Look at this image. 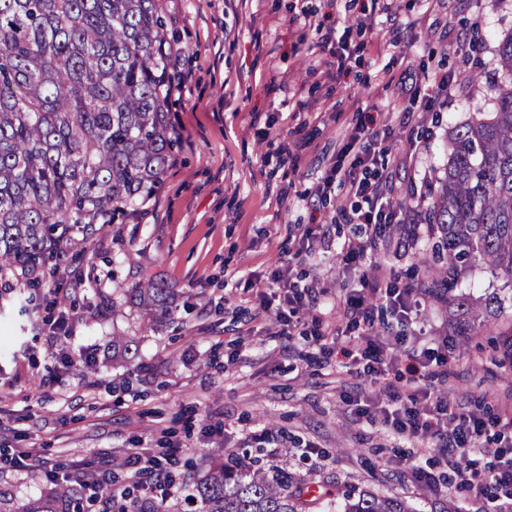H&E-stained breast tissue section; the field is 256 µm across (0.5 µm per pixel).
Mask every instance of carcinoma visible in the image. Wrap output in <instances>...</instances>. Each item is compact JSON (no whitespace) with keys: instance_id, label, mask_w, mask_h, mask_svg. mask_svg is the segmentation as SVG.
<instances>
[{"instance_id":"carcinoma-1","label":"carcinoma","mask_w":512,"mask_h":512,"mask_svg":"<svg viewBox=\"0 0 512 512\" xmlns=\"http://www.w3.org/2000/svg\"><path fill=\"white\" fill-rule=\"evenodd\" d=\"M168 19L159 0H0V275L36 287L83 250L99 224L149 201L175 148ZM488 110L448 130V164L427 213L435 254L458 274L488 258L512 281V33L496 46ZM179 289L151 281L123 304L170 314ZM453 331L476 336L469 298L454 296ZM343 512H411L402 498L343 494ZM78 486L52 484L0 512H88ZM186 512H305L288 474L270 480L211 462L184 495ZM121 500L112 512H169Z\"/></svg>"}]
</instances>
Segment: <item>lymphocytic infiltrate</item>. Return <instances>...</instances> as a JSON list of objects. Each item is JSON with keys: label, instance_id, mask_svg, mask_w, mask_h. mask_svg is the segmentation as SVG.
Here are the masks:
<instances>
[{"label": "lymphocytic infiltrate", "instance_id": "obj_1", "mask_svg": "<svg viewBox=\"0 0 512 512\" xmlns=\"http://www.w3.org/2000/svg\"><path fill=\"white\" fill-rule=\"evenodd\" d=\"M336 10L349 26L378 49L398 48L407 28L394 0H336ZM459 73L435 79L422 89L412 68L399 77L401 92L410 106L399 118L407 125L417 112H440ZM358 119L342 136L343 172H329L316 186V195L341 191L348 200L339 214L349 232L333 224L305 225L288 260L260 272H250L252 288H276L283 295L279 307L261 301L263 314L275 327H292L297 314L311 312L312 332L323 341L329 332L343 336L336 360L357 380L354 391L337 388L336 399L351 407L358 419L392 444L409 443L437 449L458 478L467 504L492 506L493 512H512V389H487L481 404L468 402L456 384L453 337L428 335L427 298L446 293L447 283L415 276L401 283L382 257L395 250L409 253L421 243L422 225L405 223L403 209L389 201L388 157L392 127L377 121L373 112L358 109ZM335 252L349 282L328 303V290L319 277L301 273L316 255ZM492 454L489 468L477 465L478 456ZM175 457L159 460L141 452L108 461L97 472L98 483L124 493L126 485L159 490L175 498L170 479Z\"/></svg>", "mask_w": 512, "mask_h": 512}]
</instances>
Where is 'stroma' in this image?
I'll use <instances>...</instances> for the list:
<instances>
[{
    "mask_svg": "<svg viewBox=\"0 0 512 512\" xmlns=\"http://www.w3.org/2000/svg\"><path fill=\"white\" fill-rule=\"evenodd\" d=\"M172 22L180 87L169 122L178 141L159 194L136 218L103 225L57 277L38 288L0 282V467L14 449L32 448L28 471L0 482L15 500L39 496L52 476L87 471L131 449L162 456L184 453L178 483L198 481L208 457L246 455L269 478L288 472L294 488L321 492L368 489L405 499L414 512H448L461 494L442 468L433 491L412 482L400 457L411 447L384 448L366 424L336 401L332 367L307 365L311 322L294 339L257 318L258 291L235 285V273L263 270L288 247V231L323 224L339 198L306 199L336 163L337 141L351 121L352 100L388 114L403 107L380 71L399 75L390 51L362 48L352 35L347 75L330 81L314 32L293 25L301 9L343 27L335 0H160ZM479 20L485 49L480 63L431 124L422 150L397 158L392 201L411 206L424 223L437 176L448 162V128L488 107L498 38L512 31V0H454L451 7L400 0L414 41L407 59L420 73L457 68V30H444L446 12ZM276 83H268L269 70ZM300 113L302 123L290 113ZM301 150L299 167L286 160ZM149 280L182 291L166 322L120 304V292ZM68 295L57 302L56 290ZM470 318L481 335L458 341L453 355L461 386L480 393L512 383V363L490 340L512 328V317ZM130 340L133 356L112 358V342ZM295 349H288V342ZM267 427L273 444L253 447L249 431ZM312 442L317 454L302 455Z\"/></svg>",
    "mask_w": 512,
    "mask_h": 512,
    "instance_id": "stroma-1",
    "label": "stroma"
}]
</instances>
